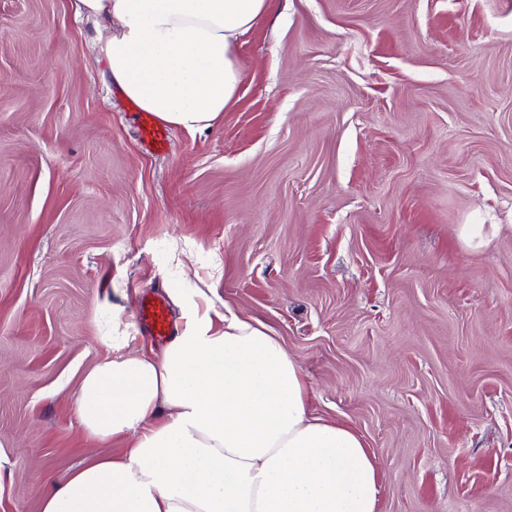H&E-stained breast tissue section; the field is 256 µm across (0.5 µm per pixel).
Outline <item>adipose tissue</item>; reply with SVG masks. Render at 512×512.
<instances>
[{
	"instance_id": "1",
	"label": "adipose tissue",
	"mask_w": 512,
	"mask_h": 512,
	"mask_svg": "<svg viewBox=\"0 0 512 512\" xmlns=\"http://www.w3.org/2000/svg\"><path fill=\"white\" fill-rule=\"evenodd\" d=\"M109 22L107 75L160 121L213 127L241 81L237 44L268 0H70ZM202 314L161 355L107 357L77 419L119 457L54 482L42 512H378L380 472L349 426L314 416L304 371L265 328Z\"/></svg>"
}]
</instances>
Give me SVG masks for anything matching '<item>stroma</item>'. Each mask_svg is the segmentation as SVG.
Returning a JSON list of instances; mask_svg holds the SVG:
<instances>
[{"label":"stroma","instance_id":"stroma-1","mask_svg":"<svg viewBox=\"0 0 512 512\" xmlns=\"http://www.w3.org/2000/svg\"><path fill=\"white\" fill-rule=\"evenodd\" d=\"M108 29L0 0V512L73 468L83 374L231 307L351 426L379 512H512V0H269L234 104L150 151ZM486 225L481 244L459 237ZM135 315L137 321L157 338L167 339L174 331V320L168 305L160 298H142Z\"/></svg>","mask_w":512,"mask_h":512}]
</instances>
